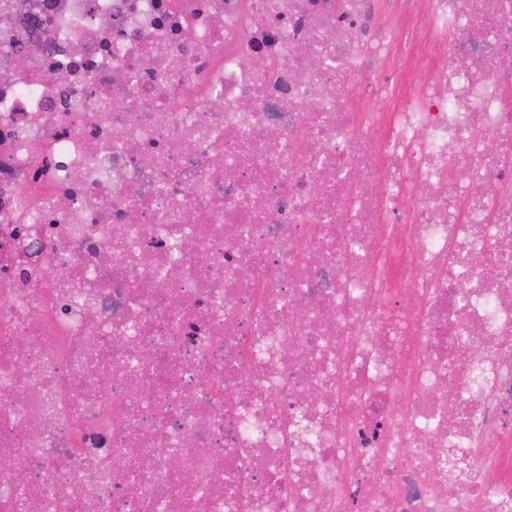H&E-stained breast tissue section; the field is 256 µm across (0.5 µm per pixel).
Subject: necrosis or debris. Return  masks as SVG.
Returning <instances> with one entry per match:
<instances>
[{
  "label": "necrosis or debris",
  "instance_id": "4bbe7bcc",
  "mask_svg": "<svg viewBox=\"0 0 512 512\" xmlns=\"http://www.w3.org/2000/svg\"><path fill=\"white\" fill-rule=\"evenodd\" d=\"M510 57L512 0H0V512H512Z\"/></svg>",
  "mask_w": 512,
  "mask_h": 512
}]
</instances>
